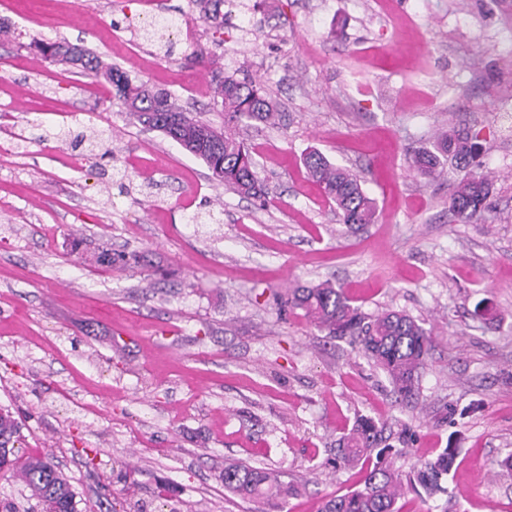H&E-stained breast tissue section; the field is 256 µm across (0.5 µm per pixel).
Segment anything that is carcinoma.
Instances as JSON below:
<instances>
[{
  "label": "carcinoma",
  "mask_w": 512,
  "mask_h": 512,
  "mask_svg": "<svg viewBox=\"0 0 512 512\" xmlns=\"http://www.w3.org/2000/svg\"><path fill=\"white\" fill-rule=\"evenodd\" d=\"M195 2L201 6L205 21L217 28L224 26V21L220 20L224 0ZM66 45V41H55L42 42L37 47L46 59L76 64L83 71L103 78L120 101H140L141 110L131 111L129 115L140 124L145 117L154 121L165 136L203 160L224 186L244 197L260 199L264 196L257 163L233 132V127L245 120L273 123L278 118L255 83L230 77L220 82L224 130L218 131L186 112L167 111L170 94L154 91L143 83H133L125 72L104 64L98 55L84 47L78 58L67 57L61 51ZM475 153L476 145L471 142L470 134L459 132L439 137L434 150L418 151L409 158L410 169L422 175L439 172L445 160L463 172L457 189L448 199V212L462 223L481 216L492 187L491 179L474 173ZM305 166L312 180L336 205L342 223L353 226L374 221L373 201L356 174L334 165L315 150L306 155ZM288 304L302 310L310 323L325 335L350 337L382 370L397 395L403 398L414 395L434 344L432 332L423 322L396 310L367 315L351 304L343 289L331 284L293 288L288 293ZM19 439L18 421L10 410L0 407V473L10 474L24 484L36 505L53 512H78L76 493L68 480L45 457L19 456L15 447ZM392 451V446L386 444L383 428L368 417H357L349 434L339 440L336 463L361 466L362 486L327 498L320 512H401L397 503L406 492L421 489L433 495L444 490L442 481L451 471L457 454V449L446 447L435 458L420 463L405 479L386 463ZM223 479L224 489L267 501L283 499L297 490L296 482H286L272 470L242 463L224 466Z\"/></svg>",
  "instance_id": "carcinoma-1"
}]
</instances>
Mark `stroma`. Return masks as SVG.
I'll return each instance as SVG.
<instances>
[{
	"label": "stroma",
	"mask_w": 512,
	"mask_h": 512,
	"mask_svg": "<svg viewBox=\"0 0 512 512\" xmlns=\"http://www.w3.org/2000/svg\"><path fill=\"white\" fill-rule=\"evenodd\" d=\"M191 24L181 43L147 11ZM0 0V405L22 454L48 457L79 512H318L358 470L336 465L357 415L409 473L458 451L447 494L402 512H512V0ZM84 46L183 111L224 126L220 80L249 79L276 125L239 123L268 192L241 198L104 80L42 59ZM438 131L482 146L489 209L453 221L459 175L407 159ZM86 145L71 148L75 134ZM356 172L375 223L348 227L303 166L310 150ZM111 253L112 265L96 263ZM323 281L373 314L435 337L419 389L393 393L350 339L284 300ZM285 473L272 505L225 490V464Z\"/></svg>",
	"instance_id": "35a3bbf8"
}]
</instances>
